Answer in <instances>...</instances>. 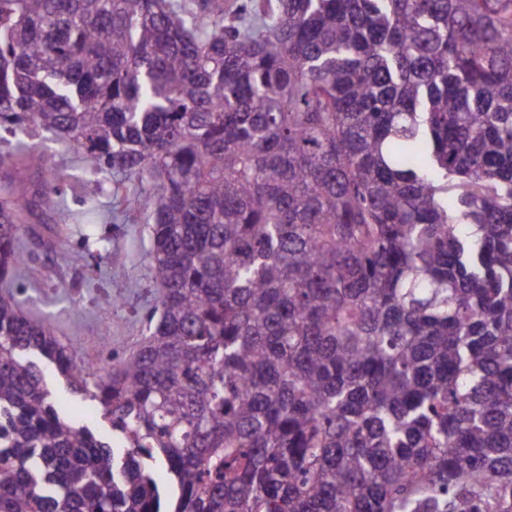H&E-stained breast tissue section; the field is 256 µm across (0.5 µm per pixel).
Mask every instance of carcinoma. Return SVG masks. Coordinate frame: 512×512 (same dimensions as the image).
I'll list each match as a JSON object with an SVG mask.
<instances>
[{"label":"carcinoma","instance_id":"1","mask_svg":"<svg viewBox=\"0 0 512 512\" xmlns=\"http://www.w3.org/2000/svg\"><path fill=\"white\" fill-rule=\"evenodd\" d=\"M2 126L157 296L77 362L9 285L58 176L0 196V512H512V0H0ZM29 358L39 364L47 387L56 396L59 407L73 421L80 425H87L112 440V432L108 423L102 419L96 402L70 394L65 387L64 379L52 364L41 360L39 356L34 354H30Z\"/></svg>","mask_w":512,"mask_h":512}]
</instances>
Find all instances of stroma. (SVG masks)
I'll use <instances>...</instances> for the list:
<instances>
[{"label":"stroma","instance_id":"obj_1","mask_svg":"<svg viewBox=\"0 0 512 512\" xmlns=\"http://www.w3.org/2000/svg\"><path fill=\"white\" fill-rule=\"evenodd\" d=\"M23 174L35 178L51 162L59 176L58 210L37 211L21 237L25 266L14 285L27 315L40 317L62 343L76 344L78 361L100 362L135 350L154 308L149 273L150 222L129 203H115L102 190L95 213L85 204L86 175L78 154L61 143L26 138ZM69 252L59 263L58 249ZM59 407L77 424L109 434L97 403L70 394L55 367L41 362Z\"/></svg>","mask_w":512,"mask_h":512}]
</instances>
